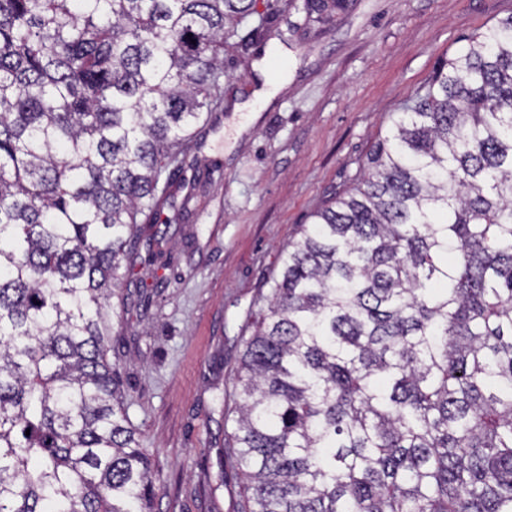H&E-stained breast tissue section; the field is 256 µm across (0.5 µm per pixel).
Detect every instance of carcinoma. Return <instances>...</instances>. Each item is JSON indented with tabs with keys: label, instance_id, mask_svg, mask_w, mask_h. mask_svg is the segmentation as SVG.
<instances>
[{
	"label": "carcinoma",
	"instance_id": "obj_1",
	"mask_svg": "<svg viewBox=\"0 0 512 512\" xmlns=\"http://www.w3.org/2000/svg\"><path fill=\"white\" fill-rule=\"evenodd\" d=\"M256 4L0 0V512H153L110 300ZM311 218L250 313L237 512H512V15Z\"/></svg>",
	"mask_w": 512,
	"mask_h": 512
}]
</instances>
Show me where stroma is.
<instances>
[{"instance_id":"1","label":"stroma","mask_w":512,"mask_h":512,"mask_svg":"<svg viewBox=\"0 0 512 512\" xmlns=\"http://www.w3.org/2000/svg\"><path fill=\"white\" fill-rule=\"evenodd\" d=\"M270 0L262 58L224 47V109L201 122L121 286L107 359L156 479L157 512H235L221 461L246 315L300 224L349 186L403 103L512 0H349L328 21Z\"/></svg>"}]
</instances>
